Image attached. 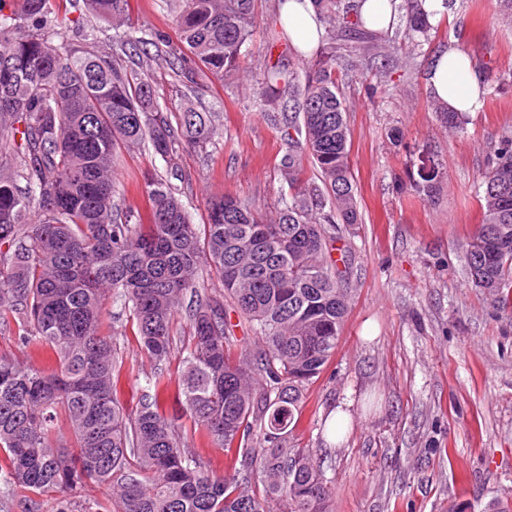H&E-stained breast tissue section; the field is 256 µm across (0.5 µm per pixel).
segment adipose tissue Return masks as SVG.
<instances>
[{"mask_svg":"<svg viewBox=\"0 0 512 512\" xmlns=\"http://www.w3.org/2000/svg\"><path fill=\"white\" fill-rule=\"evenodd\" d=\"M279 17L296 47L307 54L317 49L323 29L310 0H285ZM429 83L439 102L453 111L469 113L481 106L484 87L470 59L458 50L438 53L429 73Z\"/></svg>","mask_w":512,"mask_h":512,"instance_id":"obj_1","label":"adipose tissue"}]
</instances>
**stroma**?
Segmentation results:
<instances>
[{
    "mask_svg": "<svg viewBox=\"0 0 512 512\" xmlns=\"http://www.w3.org/2000/svg\"><path fill=\"white\" fill-rule=\"evenodd\" d=\"M139 30L175 36L166 0H130ZM462 49L491 77L481 108L463 130L448 129L431 103L436 53ZM349 161L362 221L343 229L353 252L348 314L334 357L305 389L288 429L293 448L313 449L333 494L331 512H493L512 500V312L474 287L466 245L482 221L476 193L486 154L512 131V21L495 0H457L425 56L383 101L365 79L343 87ZM215 113L218 138L164 160L144 145L121 154L120 206H144V170L183 179L194 223L206 200L233 193L277 209L283 185L279 127L255 111L239 80L211 79L194 100ZM440 164L431 200L398 193L395 180L421 154ZM347 406L337 441L325 422Z\"/></svg>",
    "mask_w": 512,
    "mask_h": 512,
    "instance_id": "35a3bbf8",
    "label": "stroma"
}]
</instances>
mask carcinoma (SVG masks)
I'll list each match as a JSON object with an SVG mask.
<instances>
[{
	"label": "carcinoma",
	"instance_id": "carcinoma-1",
	"mask_svg": "<svg viewBox=\"0 0 512 512\" xmlns=\"http://www.w3.org/2000/svg\"><path fill=\"white\" fill-rule=\"evenodd\" d=\"M324 27L321 51L300 68L282 37L250 50L258 0H181L178 45L160 32L136 37L129 0H0V335L18 327V353H0V451L8 487L34 499L62 494L58 512L86 485L112 494L116 512H329L332 489L310 448L288 446L305 384L320 376L348 311L344 269L333 260L336 225L359 224L349 163L348 108L340 84L368 71L372 98L393 89L436 37L421 0H403L390 65L374 49L354 0H311ZM112 24V53L77 52L81 28L59 21L68 7ZM344 32L356 53L336 55ZM168 68L195 93L197 77H239L259 64L252 99L264 117L293 127L280 167L288 194L268 215L232 194L207 199L195 224L178 189L144 178L148 222L116 208L119 152L148 141L170 158L203 149L216 128L187 102L162 112L141 58ZM308 155L322 183L305 175ZM415 195L439 180L408 171ZM25 181L20 188L18 181ZM478 200L482 223L468 244L472 282L512 307V134L488 159ZM207 266L222 291L199 281ZM132 316L137 353L152 371L147 389L124 399V351L102 333L108 299ZM258 338L252 349L231 334L226 302ZM186 318L188 339L174 334ZM37 349L55 363L30 360ZM179 358L170 392L172 357ZM217 448H236L217 474L186 443L179 418Z\"/></svg>",
	"mask_w": 512,
	"mask_h": 512
}]
</instances>
